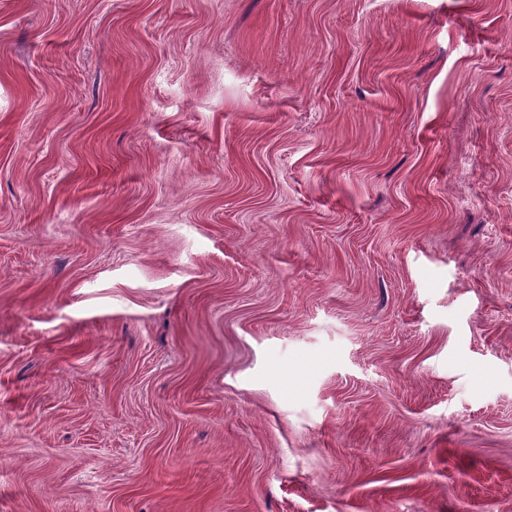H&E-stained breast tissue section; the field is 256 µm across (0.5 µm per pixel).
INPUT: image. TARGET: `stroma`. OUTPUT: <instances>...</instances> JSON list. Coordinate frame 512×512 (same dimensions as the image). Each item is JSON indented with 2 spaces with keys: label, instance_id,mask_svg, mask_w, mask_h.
I'll return each instance as SVG.
<instances>
[{
  "label": "stroma",
  "instance_id": "obj_1",
  "mask_svg": "<svg viewBox=\"0 0 512 512\" xmlns=\"http://www.w3.org/2000/svg\"><path fill=\"white\" fill-rule=\"evenodd\" d=\"M0 512H512V0H0Z\"/></svg>",
  "mask_w": 512,
  "mask_h": 512
}]
</instances>
